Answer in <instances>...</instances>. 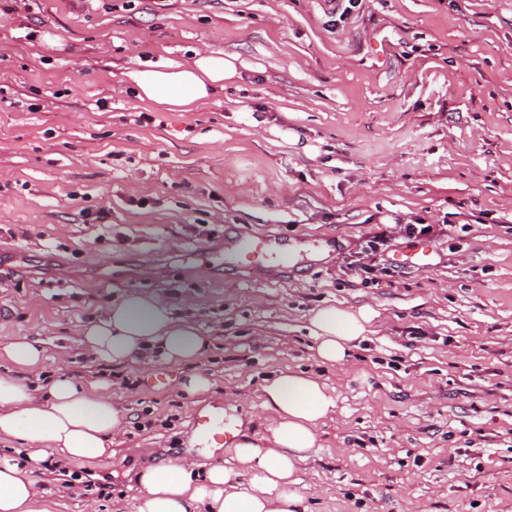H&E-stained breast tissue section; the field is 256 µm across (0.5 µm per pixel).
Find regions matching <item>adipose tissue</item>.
I'll use <instances>...</instances> for the list:
<instances>
[{"mask_svg":"<svg viewBox=\"0 0 512 512\" xmlns=\"http://www.w3.org/2000/svg\"><path fill=\"white\" fill-rule=\"evenodd\" d=\"M229 65L223 56L197 53L189 63L144 64L126 77L140 101L158 109L189 112L224 88ZM376 311L368 305L316 309L309 319L315 353L323 364L349 358L369 332ZM80 343L94 358L122 364L160 361L191 363L209 349L194 321L175 316L163 298L128 291L105 315L86 323ZM263 407L269 418L261 431L238 441L234 465L199 470L182 461L152 465L138 475L136 512H297L301 500L290 492L299 465L317 433L336 410V398L319 377L286 368L266 379ZM124 416L101 385L77 384L59 372L39 395L25 382L0 375V440L19 442L22 454L0 455V512H43L46 496L32 473L48 457L80 461L110 450Z\"/></svg>","mask_w":512,"mask_h":512,"instance_id":"adipose-tissue-1","label":"adipose tissue"}]
</instances>
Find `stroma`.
<instances>
[{
	"label": "stroma",
	"mask_w": 512,
	"mask_h": 512,
	"mask_svg": "<svg viewBox=\"0 0 512 512\" xmlns=\"http://www.w3.org/2000/svg\"><path fill=\"white\" fill-rule=\"evenodd\" d=\"M18 0L0 16V342L105 381L124 415L108 457L35 472L47 512H134L147 465L223 463L189 444L219 401L251 432L264 378L321 377L337 407L294 485L308 512H512V0ZM224 56L223 94L151 109L124 74ZM153 121L138 123L139 113ZM431 224L430 268L378 229ZM322 248L288 269L224 262L241 234ZM133 289L210 339L191 366L92 360L83 323ZM333 304L378 316L344 363L308 325ZM214 385L190 397L187 372ZM392 236L388 234L387 230H383L380 233L374 235L370 240L367 241L366 247L360 254H364L357 260V269L360 270L361 275H370L373 273V266L364 262L365 259L369 258L370 255H374L378 252H385L391 246Z\"/></svg>",
	"instance_id": "obj_1"
}]
</instances>
